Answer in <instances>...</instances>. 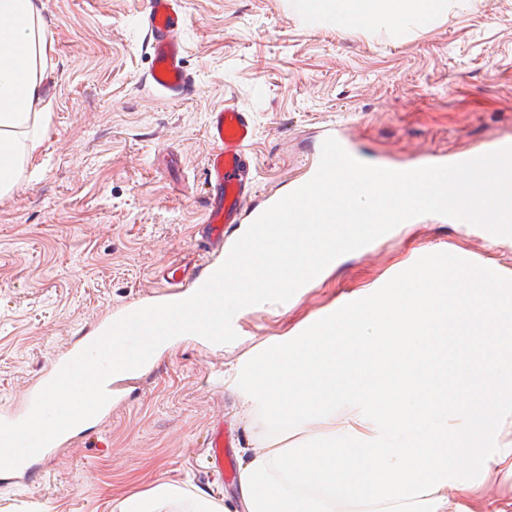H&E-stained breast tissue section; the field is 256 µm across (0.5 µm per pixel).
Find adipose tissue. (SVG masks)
I'll list each match as a JSON object with an SVG mask.
<instances>
[{
  "mask_svg": "<svg viewBox=\"0 0 512 512\" xmlns=\"http://www.w3.org/2000/svg\"><path fill=\"white\" fill-rule=\"evenodd\" d=\"M341 27L393 32L446 15L448 0H290ZM52 44L39 0H0V198L48 130ZM512 284L445 261L402 272L333 308L301 337L241 356L227 372L251 434L238 463L242 512H473L512 448ZM119 512H223L211 495L163 483Z\"/></svg>",
  "mask_w": 512,
  "mask_h": 512,
  "instance_id": "adipose-tissue-1",
  "label": "adipose tissue"
}]
</instances>
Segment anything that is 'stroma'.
Instances as JSON below:
<instances>
[{
  "instance_id": "1",
  "label": "stroma",
  "mask_w": 512,
  "mask_h": 512,
  "mask_svg": "<svg viewBox=\"0 0 512 512\" xmlns=\"http://www.w3.org/2000/svg\"><path fill=\"white\" fill-rule=\"evenodd\" d=\"M56 63L48 132L32 174L0 199V414L79 335L134 304L161 301L162 274L190 262L204 215L209 113L227 98L252 113L256 204L304 178L322 127L376 165H426L512 137V0H452L446 18L392 36L295 15L289 0H181L182 65L194 85L157 94L147 0H41ZM467 260L512 279V244L426 216L348 255L287 307H249L220 348L174 341L128 381L112 409L47 449L32 472H0V512H118L161 483L234 505L214 479L210 428L250 432L224 372L265 341L297 336L341 301L403 269Z\"/></svg>"
}]
</instances>
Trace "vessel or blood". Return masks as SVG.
Masks as SVG:
<instances>
[{
	"label": "vessel or blood",
	"mask_w": 512,
	"mask_h": 512,
	"mask_svg": "<svg viewBox=\"0 0 512 512\" xmlns=\"http://www.w3.org/2000/svg\"><path fill=\"white\" fill-rule=\"evenodd\" d=\"M185 24L179 0H147L143 19L151 56L147 78L165 98L185 96L193 86L180 64ZM206 132L212 150L207 159L205 217L199 227L198 258L192 267H171L163 273L174 300L183 296L184 285L201 287L220 265L226 235L262 213L251 203L255 188L251 170L255 125L250 113L234 98H227L221 110L210 113ZM209 455L219 476L233 478V470L224 465L223 433L212 434Z\"/></svg>",
	"instance_id": "1"
}]
</instances>
